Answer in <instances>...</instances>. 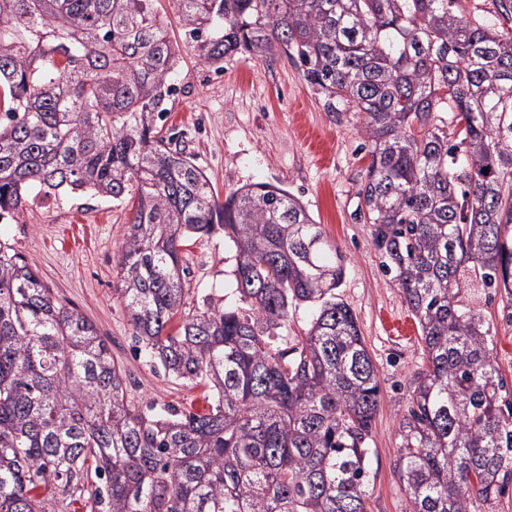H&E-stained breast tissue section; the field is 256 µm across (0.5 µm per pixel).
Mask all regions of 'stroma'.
Here are the masks:
<instances>
[{
  "label": "stroma",
  "mask_w": 512,
  "mask_h": 512,
  "mask_svg": "<svg viewBox=\"0 0 512 512\" xmlns=\"http://www.w3.org/2000/svg\"><path fill=\"white\" fill-rule=\"evenodd\" d=\"M183 62L173 78L165 128L184 141L219 195L267 182L299 198L345 256L336 293L356 317L380 382L372 422L369 466L371 512H404L406 498L394 468L399 426L425 363L417 321L401 288L385 273L373 245L372 225L358 209V189L369 158L359 134L358 112H328L295 60L235 56L223 70L203 62L187 46L172 0H157ZM130 218L127 205L90 195H59L29 205L19 223L1 224L9 240L67 307L95 325L125 369L131 397L205 412L204 388L155 374L132 349V330L116 289L118 249ZM191 306L212 288L228 285L235 249L223 238L189 241ZM493 338V357L512 384V320L501 297L477 302Z\"/></svg>",
  "instance_id": "35a3bbf8"
}]
</instances>
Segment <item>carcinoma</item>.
Masks as SVG:
<instances>
[{"mask_svg":"<svg viewBox=\"0 0 512 512\" xmlns=\"http://www.w3.org/2000/svg\"><path fill=\"white\" fill-rule=\"evenodd\" d=\"M173 2L202 62L280 50L326 111L362 114L359 211L426 355L400 426L405 512L492 503L512 482V385L462 294L512 303V0L480 19L463 0ZM180 62L155 0H0V220L59 193L133 203L116 288L133 349L210 403L129 398L95 326L0 240V512H371L380 383L336 294L345 258L293 194L221 203L162 135ZM448 111L454 144L433 122ZM217 234L237 302L188 311L184 243ZM301 304L315 314L284 348Z\"/></svg>","mask_w":512,"mask_h":512,"instance_id":"obj_1","label":"carcinoma"}]
</instances>
